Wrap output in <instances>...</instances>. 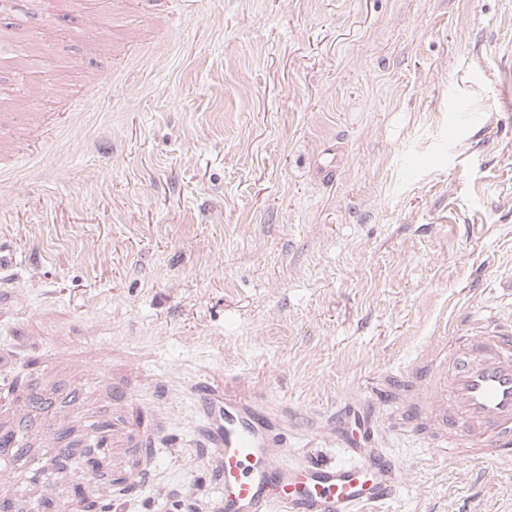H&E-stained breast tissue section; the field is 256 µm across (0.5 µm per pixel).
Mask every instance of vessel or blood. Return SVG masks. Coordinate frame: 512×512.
<instances>
[{
    "label": "vessel or blood",
    "instance_id": "1",
    "mask_svg": "<svg viewBox=\"0 0 512 512\" xmlns=\"http://www.w3.org/2000/svg\"><path fill=\"white\" fill-rule=\"evenodd\" d=\"M416 370L412 429L433 424L431 448L446 461L498 456L512 460V320L485 317L476 329L439 338ZM199 399L206 423L207 462L212 470L215 512H378L398 486L400 468L380 444L375 425L355 421L337 445L341 460L293 458L288 415L271 408L246 382L210 377ZM36 390H23L0 408V486L21 476H44L38 460L23 454L22 422L39 416ZM162 428L113 421L101 442L113 459L130 446L149 456Z\"/></svg>",
    "mask_w": 512,
    "mask_h": 512
}]
</instances>
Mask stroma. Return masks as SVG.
I'll return each mask as SVG.
<instances>
[{
    "mask_svg": "<svg viewBox=\"0 0 512 512\" xmlns=\"http://www.w3.org/2000/svg\"><path fill=\"white\" fill-rule=\"evenodd\" d=\"M44 7L0 6V373L58 395L79 356L87 410L111 416L117 379L161 409L123 512H212L207 371L333 457L317 420L377 394L402 419L432 341L512 317V0ZM383 446L404 472L384 512H512V461ZM79 479L15 503L71 512Z\"/></svg>",
    "mask_w": 512,
    "mask_h": 512,
    "instance_id": "obj_1",
    "label": "stroma"
}]
</instances>
